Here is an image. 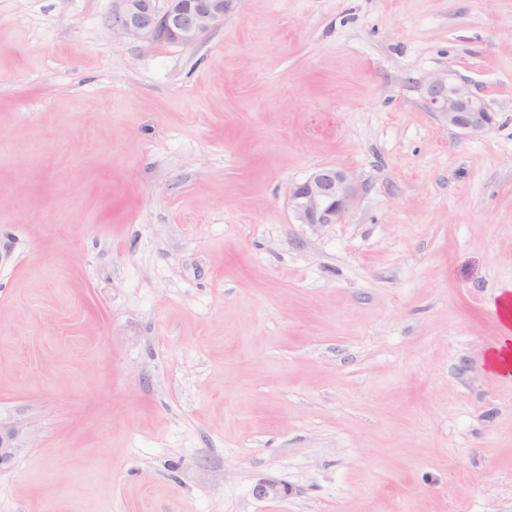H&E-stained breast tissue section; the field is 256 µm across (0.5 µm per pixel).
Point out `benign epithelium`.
Wrapping results in <instances>:
<instances>
[{
  "label": "benign epithelium",
  "mask_w": 512,
  "mask_h": 512,
  "mask_svg": "<svg viewBox=\"0 0 512 512\" xmlns=\"http://www.w3.org/2000/svg\"><path fill=\"white\" fill-rule=\"evenodd\" d=\"M113 25L125 35L144 42L192 45L206 33L224 25L231 0H120ZM425 90L436 111L445 115L448 126L470 136L492 127L494 112L486 100L470 89L469 81L452 70L431 76ZM358 188L349 175L332 166L312 171L291 185L288 204L301 224H339L355 199ZM20 434L16 427L0 425V466L10 462ZM254 493L259 498H280L288 487L260 481Z\"/></svg>",
  "instance_id": "benign-epithelium-1"
}]
</instances>
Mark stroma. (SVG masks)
Wrapping results in <instances>:
<instances>
[{
	"instance_id": "35a3bbf8",
	"label": "stroma",
	"mask_w": 512,
	"mask_h": 512,
	"mask_svg": "<svg viewBox=\"0 0 512 512\" xmlns=\"http://www.w3.org/2000/svg\"><path fill=\"white\" fill-rule=\"evenodd\" d=\"M119 7L0 0V512H512V0H233L188 46ZM320 166L342 223L288 207ZM425 90L429 102L442 112L448 126L470 136L492 127L494 112L486 100L470 89L469 81L452 70L431 76ZM357 196L358 188L345 171L323 166L291 185L288 204L299 223L339 224ZM499 295L500 298L497 301L499 336L488 347L486 358L493 371L507 375L512 372V285L503 288Z\"/></svg>"
}]
</instances>
